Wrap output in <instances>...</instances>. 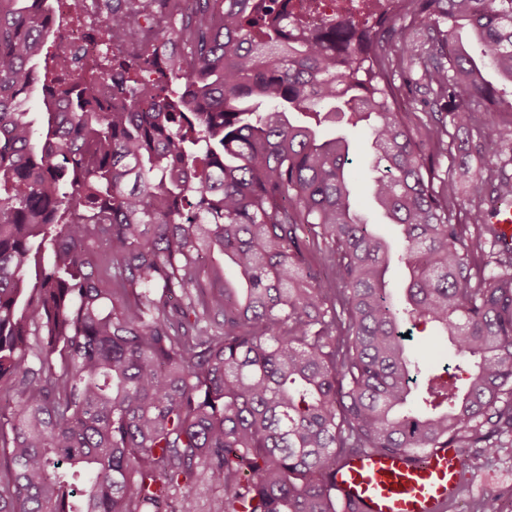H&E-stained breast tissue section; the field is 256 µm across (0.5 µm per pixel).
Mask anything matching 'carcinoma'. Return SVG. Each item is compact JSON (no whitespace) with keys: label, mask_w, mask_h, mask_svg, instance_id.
Instances as JSON below:
<instances>
[{"label":"carcinoma","mask_w":512,"mask_h":512,"mask_svg":"<svg viewBox=\"0 0 512 512\" xmlns=\"http://www.w3.org/2000/svg\"><path fill=\"white\" fill-rule=\"evenodd\" d=\"M140 2L161 87L133 52L71 62L50 0H0V512H200L196 486L213 512H361L345 458L511 448L512 247L489 216L512 203V0L310 35L275 0ZM106 9L135 30L129 0ZM358 129L396 253L352 196Z\"/></svg>","instance_id":"obj_1"}]
</instances>
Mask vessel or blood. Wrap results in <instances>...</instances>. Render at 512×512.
I'll return each instance as SVG.
<instances>
[{"label": "vessel or blood", "instance_id": "1", "mask_svg": "<svg viewBox=\"0 0 512 512\" xmlns=\"http://www.w3.org/2000/svg\"><path fill=\"white\" fill-rule=\"evenodd\" d=\"M468 479L458 449L436 448L418 460L371 453L344 460L336 487L362 512H446Z\"/></svg>", "mask_w": 512, "mask_h": 512}]
</instances>
